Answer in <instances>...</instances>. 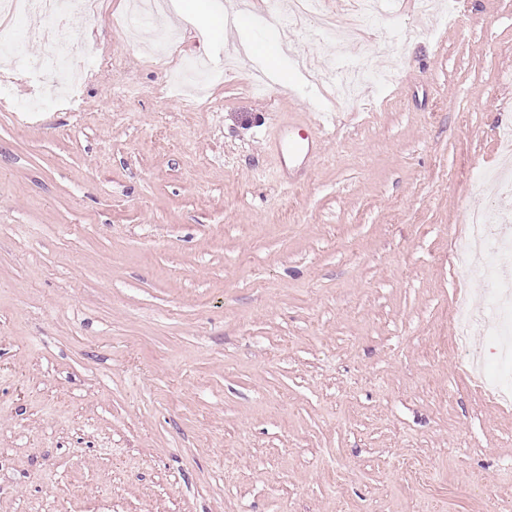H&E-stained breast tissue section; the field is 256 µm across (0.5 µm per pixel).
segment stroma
<instances>
[{"instance_id": "obj_1", "label": "stroma", "mask_w": 512, "mask_h": 512, "mask_svg": "<svg viewBox=\"0 0 512 512\" xmlns=\"http://www.w3.org/2000/svg\"><path fill=\"white\" fill-rule=\"evenodd\" d=\"M194 0L178 58L146 63L132 0L73 14L77 106L28 119L36 16L10 21L0 98V512H512V408L463 376L449 319L480 296L454 258L497 207L512 128V0H382L336 51L251 0L285 74L261 85ZM415 35L400 39L402 28ZM368 74L338 104L301 54ZM335 114L281 167L283 119Z\"/></svg>"}]
</instances>
